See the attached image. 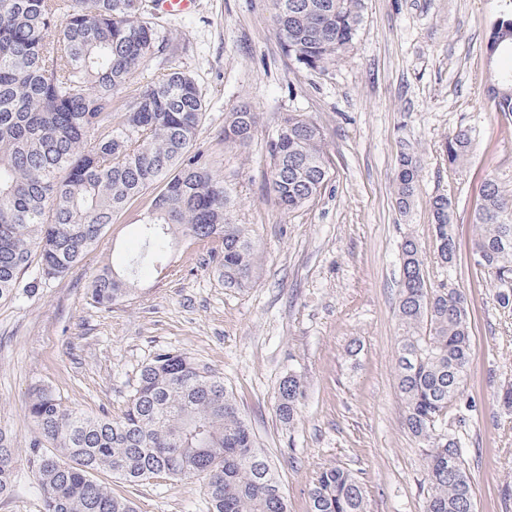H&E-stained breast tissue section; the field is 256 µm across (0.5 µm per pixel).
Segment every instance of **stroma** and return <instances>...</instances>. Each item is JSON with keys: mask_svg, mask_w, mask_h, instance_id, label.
<instances>
[{"mask_svg": "<svg viewBox=\"0 0 512 512\" xmlns=\"http://www.w3.org/2000/svg\"><path fill=\"white\" fill-rule=\"evenodd\" d=\"M512 0H364L354 48L325 75L299 68L275 32L271 0H197L156 16L173 67L190 74L206 102L197 145L233 190L235 218L255 240L252 287H225L215 261L181 242L173 266L145 270L130 300L109 309L87 291L102 265L123 268L141 246L142 207L107 227L65 277L36 282L0 301V428L14 438L16 478L0 512H43L28 469L34 434L26 404L46 386L64 405L97 415L124 404L156 351H184L224 377L256 442L286 491L289 512H309L315 471L341 465L363 484L369 512H424L428 481L404 425L394 377L399 247L415 239L432 286L465 291L472 356L460 407L447 430L459 438L477 512H512V414L497 404L512 385V310L475 275L473 212L495 175L512 196V122L491 112L489 30ZM259 123L248 148L224 141V117L240 100ZM323 127L334 175L314 202L290 214L274 205L265 144L283 113ZM470 130L469 161L452 168L448 134ZM413 151L420 187L407 212L395 202L403 150ZM451 197L455 267L437 262L430 202ZM307 385L302 411L279 421L277 389L288 373ZM96 480L134 499L138 512H207L199 479H153L129 487L111 472Z\"/></svg>", "mask_w": 512, "mask_h": 512, "instance_id": "35a3bbf8", "label": "stroma"}]
</instances>
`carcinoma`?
<instances>
[{
  "mask_svg": "<svg viewBox=\"0 0 512 512\" xmlns=\"http://www.w3.org/2000/svg\"><path fill=\"white\" fill-rule=\"evenodd\" d=\"M276 35L300 68L315 74L354 47L362 0H272ZM150 0H0V300L14 297L20 276L37 259L50 280L81 263L104 228L152 187L140 224L143 240L124 269L104 265L88 295L110 308L136 292L140 272L166 268L181 241L211 246L226 288L253 283L258 251L236 223L231 189L194 152L206 111L195 79L171 68L143 86L114 123L113 95L165 43L150 18ZM489 36L512 60V11ZM492 111L512 120V68L489 87ZM257 115L242 103L224 117V141L245 148ZM473 148L466 129L448 134L452 167ZM270 187L283 213L314 201L332 177L325 133L302 112L286 113L266 144ZM419 186L415 155L402 152L395 180L399 209ZM432 232L441 264L453 267L457 243L453 201H431ZM512 199L494 175L482 185L474 214L475 264L512 310ZM395 342L396 388L405 425L417 443L429 484L424 512H476V496L457 439L442 431L463 397L472 354L468 299L459 288H435L421 251L401 243ZM302 376L278 386L276 412L291 424L304 403ZM35 436L31 474L43 512H135L133 503L94 480L109 470L130 486L164 478L201 479L208 512H288L280 478L255 445L252 427L220 376L204 361L175 350L155 353L140 369L131 395L115 414L69 409L47 387L27 404ZM13 437L0 428V497L15 481ZM310 512H368L365 490L343 466L324 467L309 489Z\"/></svg>",
  "mask_w": 512,
  "mask_h": 512,
  "instance_id": "obj_1",
  "label": "carcinoma"
}]
</instances>
